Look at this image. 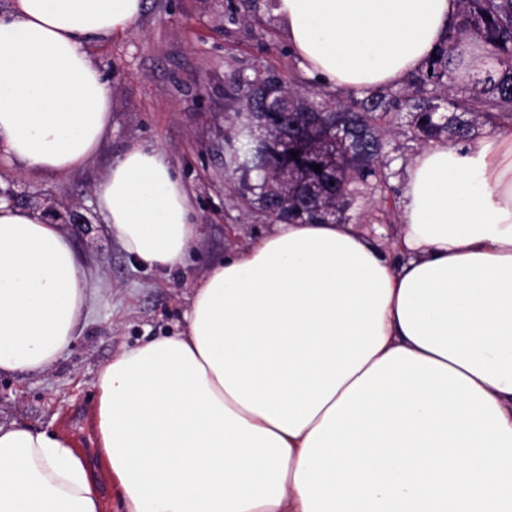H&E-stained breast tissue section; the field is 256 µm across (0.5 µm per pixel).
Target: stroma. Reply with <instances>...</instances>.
Segmentation results:
<instances>
[{
	"label": "stroma",
	"mask_w": 512,
	"mask_h": 512,
	"mask_svg": "<svg viewBox=\"0 0 512 512\" xmlns=\"http://www.w3.org/2000/svg\"><path fill=\"white\" fill-rule=\"evenodd\" d=\"M229 0H146L129 31L90 41L87 49L112 88V129L92 163L67 176L22 172L0 164V189L40 216H78L67 225L88 260L99 295L74 344L40 374L0 377V422L70 436L94 451V388L113 356L153 336L183 327L196 282L231 248H246L273 224L224 176V139L234 102L235 74L294 68L274 18L230 19ZM162 148L195 205L205 235L185 265L164 275L138 265L107 233L93 195L104 171L132 144ZM388 189L360 186L349 210L359 229L382 249L401 231V182L421 149L410 131L392 140Z\"/></svg>",
	"instance_id": "stroma-1"
}]
</instances>
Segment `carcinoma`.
Masks as SVG:
<instances>
[{"instance_id":"obj_1","label":"carcinoma","mask_w":512,"mask_h":512,"mask_svg":"<svg viewBox=\"0 0 512 512\" xmlns=\"http://www.w3.org/2000/svg\"><path fill=\"white\" fill-rule=\"evenodd\" d=\"M474 40L487 55L464 80L458 70ZM299 83L294 74L276 71L234 79L236 109L224 175L243 173L239 161L251 157L255 180L244 185L249 202L275 224H310L328 216L346 223L359 185L372 179L388 183L386 136L401 117L424 143L469 140L479 127L512 131V0H459L436 56L397 90L384 87L357 97L310 80L306 95ZM338 123L349 131L345 145L335 140ZM255 125L273 140L288 139L290 153L255 151ZM314 182L322 190L311 199L306 188Z\"/></svg>"}]
</instances>
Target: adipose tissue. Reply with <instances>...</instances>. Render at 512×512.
Returning <instances> with one entry per match:
<instances>
[{"label":"adipose tissue","mask_w":512,"mask_h":512,"mask_svg":"<svg viewBox=\"0 0 512 512\" xmlns=\"http://www.w3.org/2000/svg\"><path fill=\"white\" fill-rule=\"evenodd\" d=\"M144 0H14L0 14V162L59 176L99 153L112 91L89 40ZM457 0H273L298 68L362 96L439 46ZM143 267L201 242L167 157L135 144L95 185ZM401 237L277 224L194 287L185 327L95 383L98 467L0 423V512H512V134L439 142L405 172ZM61 225L0 199V375L38 374L96 292Z\"/></svg>","instance_id":"1"}]
</instances>
